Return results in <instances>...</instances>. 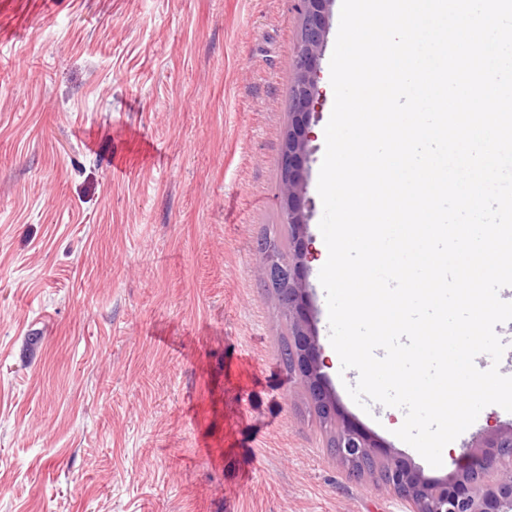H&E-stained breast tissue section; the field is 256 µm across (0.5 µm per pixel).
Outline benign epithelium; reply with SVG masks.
Instances as JSON below:
<instances>
[{"label":"benign epithelium","mask_w":512,"mask_h":512,"mask_svg":"<svg viewBox=\"0 0 512 512\" xmlns=\"http://www.w3.org/2000/svg\"><path fill=\"white\" fill-rule=\"evenodd\" d=\"M332 0H298L302 23L295 48L297 93L289 106L288 129L279 162V189L288 218V258L269 246L260 249L259 274L274 285L281 312L288 321L291 359L288 371L305 387L320 419L334 422L330 448L347 474L382 464L379 484L409 505V512H512V428L495 430L482 449L469 448L453 458L456 475L436 482L381 449L364 430L341 419L323 385V350L312 329V307L306 279L309 256V205L304 196L309 126L316 112L318 73L329 26Z\"/></svg>","instance_id":"benign-epithelium-1"}]
</instances>
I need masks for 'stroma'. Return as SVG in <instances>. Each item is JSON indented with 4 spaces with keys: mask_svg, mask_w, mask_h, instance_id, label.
Wrapping results in <instances>:
<instances>
[{
    "mask_svg": "<svg viewBox=\"0 0 512 512\" xmlns=\"http://www.w3.org/2000/svg\"><path fill=\"white\" fill-rule=\"evenodd\" d=\"M300 24L297 0H0V512H406L331 454L257 272V241L285 236ZM323 372L339 416L432 481L512 427L484 408L434 468L394 435L402 409Z\"/></svg>",
    "mask_w": 512,
    "mask_h": 512,
    "instance_id": "stroma-1",
    "label": "stroma"
}]
</instances>
